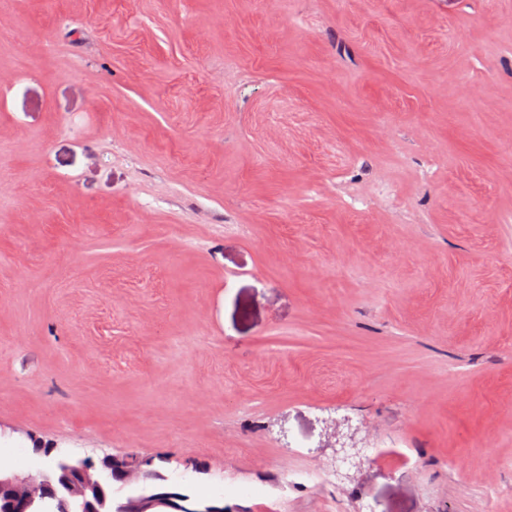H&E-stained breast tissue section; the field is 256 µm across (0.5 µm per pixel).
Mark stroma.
Returning a JSON list of instances; mask_svg holds the SVG:
<instances>
[{"mask_svg": "<svg viewBox=\"0 0 512 512\" xmlns=\"http://www.w3.org/2000/svg\"><path fill=\"white\" fill-rule=\"evenodd\" d=\"M510 144L512 0H0V471L512 512Z\"/></svg>", "mask_w": 512, "mask_h": 512, "instance_id": "stroma-1", "label": "stroma"}]
</instances>
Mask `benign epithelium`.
<instances>
[{
  "label": "benign epithelium",
  "mask_w": 512,
  "mask_h": 512,
  "mask_svg": "<svg viewBox=\"0 0 512 512\" xmlns=\"http://www.w3.org/2000/svg\"><path fill=\"white\" fill-rule=\"evenodd\" d=\"M112 467L120 473L123 482L140 487L138 492L119 501L115 512H153L154 505L160 502L167 506L168 512H224L219 506L201 509L196 503L181 504L171 489L159 483L146 485L154 472L145 463L125 454L106 457L98 464L88 459L73 460L59 467L48 466L26 477L0 473V494L6 493L3 510L26 512L27 507L44 500L53 486L59 484L77 501L79 512H102V473Z\"/></svg>",
  "instance_id": "1"
}]
</instances>
